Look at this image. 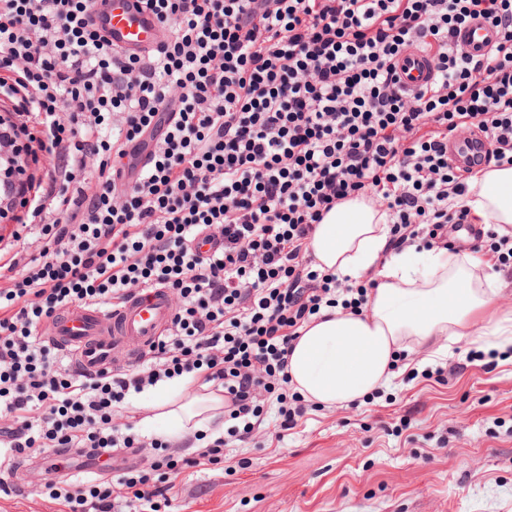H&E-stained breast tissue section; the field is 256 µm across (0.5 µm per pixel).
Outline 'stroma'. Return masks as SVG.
<instances>
[{
  "label": "stroma",
  "mask_w": 512,
  "mask_h": 512,
  "mask_svg": "<svg viewBox=\"0 0 512 512\" xmlns=\"http://www.w3.org/2000/svg\"><path fill=\"white\" fill-rule=\"evenodd\" d=\"M29 187L25 207L0 222V250L38 257ZM441 375H414L422 349L372 403H306L281 431L269 409L251 435L229 438L222 461L172 476L170 512H512V357L478 333L452 337ZM65 457L25 461L22 488L0 492V512H61L43 492L69 479Z\"/></svg>",
  "instance_id": "35a3bbf8"
}]
</instances>
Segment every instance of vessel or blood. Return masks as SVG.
<instances>
[{"label":"vessel or blood","instance_id":"b4317fda","mask_svg":"<svg viewBox=\"0 0 512 512\" xmlns=\"http://www.w3.org/2000/svg\"><path fill=\"white\" fill-rule=\"evenodd\" d=\"M92 18L95 29L124 51L147 54L164 36L157 19L141 10L137 0H106L94 5ZM455 40L473 57L482 58L494 48L498 36L490 22L476 18L458 29ZM395 72L398 87L408 94L428 86L434 78L428 54L415 45L407 46L397 57ZM487 150V142L479 134L463 142L448 141V158L463 173L481 166ZM173 313L169 293L162 288L130 299L112 312L96 306L72 307L57 317L52 340L73 353L80 372L94 375L117 364L122 353L149 348Z\"/></svg>","mask_w":512,"mask_h":512}]
</instances>
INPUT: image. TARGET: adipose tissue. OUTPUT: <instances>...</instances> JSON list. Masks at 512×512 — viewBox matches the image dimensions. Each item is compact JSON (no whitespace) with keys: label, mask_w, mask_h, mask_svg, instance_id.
Returning <instances> with one entry per match:
<instances>
[{"label":"adipose tissue","mask_w":512,"mask_h":512,"mask_svg":"<svg viewBox=\"0 0 512 512\" xmlns=\"http://www.w3.org/2000/svg\"><path fill=\"white\" fill-rule=\"evenodd\" d=\"M471 211L482 224H512V167H493L469 187ZM386 217L365 198L348 200L319 224L307 245L313 267L340 279L377 269L360 313L325 308L299 330L288 353L290 385L307 401L350 404L387 385L405 342L443 354L441 338L478 329L490 345L512 343V311L497 307L493 283L471 272V257L433 250L417 257L385 255ZM151 423L171 426L182 439L224 430V396L172 380L151 404Z\"/></svg>","instance_id":"ef3b65f1"}]
</instances>
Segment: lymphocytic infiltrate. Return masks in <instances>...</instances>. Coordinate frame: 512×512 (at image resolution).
<instances>
[{"label": "lymphocytic infiltrate", "mask_w": 512, "mask_h": 512, "mask_svg": "<svg viewBox=\"0 0 512 512\" xmlns=\"http://www.w3.org/2000/svg\"><path fill=\"white\" fill-rule=\"evenodd\" d=\"M142 2L165 29L144 57L91 27L93 0H0V98L43 116L57 174L73 181L103 152L122 161L89 194L48 182L35 205L42 261L0 259V414L12 419L0 467L60 448L140 451L132 423L112 417L176 377L223 390L229 427L190 458L152 438L160 457L113 484L45 483L68 512H110L120 497L159 512L168 475L216 461L267 400L293 428L299 329L325 307L359 312L376 286L305 268L337 205L374 197L388 248L444 249L471 214L449 138L482 132L488 162L512 167V0ZM477 16L499 35L481 59L453 40ZM412 43L435 76L408 95L394 60ZM201 234L218 245L210 255L193 246ZM155 287L178 305L133 372L79 374L41 332L65 307L110 309Z\"/></svg>", "instance_id": "lymphocytic-infiltrate-1"}]
</instances>
